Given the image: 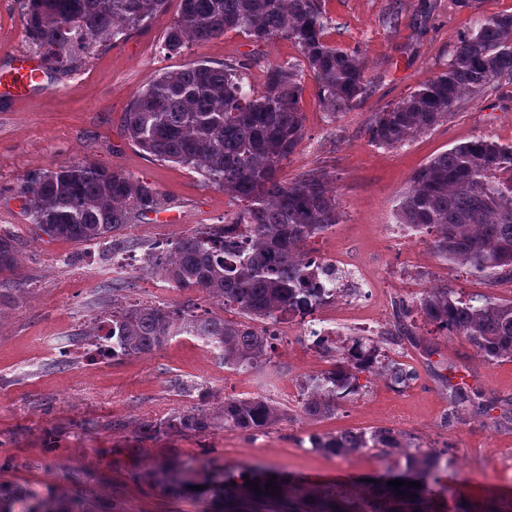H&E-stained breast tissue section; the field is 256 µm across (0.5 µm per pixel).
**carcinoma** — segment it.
Masks as SVG:
<instances>
[{
  "instance_id": "1",
  "label": "carcinoma",
  "mask_w": 512,
  "mask_h": 512,
  "mask_svg": "<svg viewBox=\"0 0 512 512\" xmlns=\"http://www.w3.org/2000/svg\"><path fill=\"white\" fill-rule=\"evenodd\" d=\"M168 0H23V23L30 47L44 64L66 69L96 44L121 39L163 13ZM322 0H179L162 49L183 52L190 42L206 43L229 30L258 43L284 39L298 47L324 109L336 114L360 105L373 84L362 51L330 45ZM512 80V13L479 18L462 35L446 68L401 100L375 115L368 132L378 147L395 149L453 115L466 97H478L503 79ZM299 72L288 64L267 67L263 89L244 88L238 65L218 67L189 60L182 69L154 76L132 98L124 116L128 138L161 162L193 169L234 199L241 208L231 223L240 244L224 242V225L203 224L175 241L154 245L143 271L181 291L201 290L225 312L197 314L190 306L140 304L112 310L104 335L112 357H138L188 334L220 352L236 371L270 359L269 336L254 323L275 324L286 315L305 314L336 289L318 284L319 268L302 252L308 240L339 223L336 187L318 173L293 182L278 178L282 163L303 140ZM32 224L52 239L109 247L112 234L135 217L158 214L166 199L152 183L121 168L93 162L41 172L19 190ZM397 220L431 236L435 256L470 274L512 280V145L483 137L460 143L419 168L401 191ZM13 234L0 227V274L15 268ZM422 316L439 329L463 336L489 362L512 359V299H465L452 289L427 288L418 299ZM412 336L402 321L381 342L401 345ZM330 368L299 381L300 413L328 419L339 403L363 389L360 375L380 374L394 387L414 371L394 359L377 365L378 348L362 339L339 349L323 336L317 342ZM482 414L490 403L476 402L452 387L449 415L465 408ZM289 416L266 398H226L214 412L190 407L161 422H146L147 434H203L217 427L261 431ZM311 447L330 455L361 448L403 447L402 433L390 428L344 430L313 435ZM452 466L447 453L411 455L400 467L387 464L346 493L333 485L286 493L282 475L251 461L231 469L211 467L200 478L192 466L168 460L154 471L159 484L183 494L224 500V512H512L493 503L477 508L461 498L443 474ZM260 486H248L246 481ZM416 482L399 488L389 482ZM274 482L275 493H266ZM402 494H397V491ZM25 512H86L60 509L29 496Z\"/></svg>"
}]
</instances>
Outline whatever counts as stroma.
<instances>
[{
    "mask_svg": "<svg viewBox=\"0 0 512 512\" xmlns=\"http://www.w3.org/2000/svg\"><path fill=\"white\" fill-rule=\"evenodd\" d=\"M178 0L127 39L103 42L68 70L46 69L42 91L18 100L0 95V226L17 241V265L7 277L10 299L0 305V485L31 490L68 506L83 498L92 512H220L205 497L163 491L149 477L164 457L208 459L232 466L255 460L288 471L301 485L333 483L353 489L381 469L380 449L333 456L316 451L309 438L342 430L390 428L404 435L392 459L410 453L450 450L445 475L463 499L480 507L512 501V429L485 416L448 420L450 386L484 400L512 398V361H485L464 337L426 323L416 308L422 289L448 287L464 297L512 298V286L440 262L428 242L398 224V198L410 176L434 156L481 136L512 144V84L465 99L455 114L402 147L374 146L368 128L376 114L442 71L456 35L484 15L512 13V0H324L332 21L330 44L360 48L374 78L367 99L336 115L318 102L310 76H303L304 139L283 163L280 179L291 182L321 171L332 180L340 221L305 245L327 254L351 253L375 290L368 313L379 330L358 320L336 323L337 345L377 339L396 318L411 323L415 342L386 347L412 366L416 380L392 387L373 376L366 388L340 404L335 416L299 415L298 393L289 385L327 369L329 363L303 336L297 317L275 328L270 364L247 371L225 368L219 355L196 337H174L160 350L131 358H103L91 328L108 327L113 308L136 303L216 305L205 293L180 291L144 274L142 257L155 242L170 241L202 224L227 223L238 205L194 170L160 162L128 140L124 115L134 92L154 75L173 72L191 59L243 63L245 83L262 87L267 65L302 64L286 40L254 42L229 31L184 52L162 50ZM398 10L399 25L384 20ZM21 0H0V72L12 58L30 53ZM92 160L119 166L156 185L165 211L137 218L117 231L112 253L95 245L52 239L37 231L21 210L20 187L32 175ZM199 386L181 395L176 382ZM228 397H264L291 410V419L249 434L223 428L205 435H147L142 423L159 421L192 406L219 408Z\"/></svg>",
    "mask_w": 512,
    "mask_h": 512,
    "instance_id": "1",
    "label": "stroma"
}]
</instances>
